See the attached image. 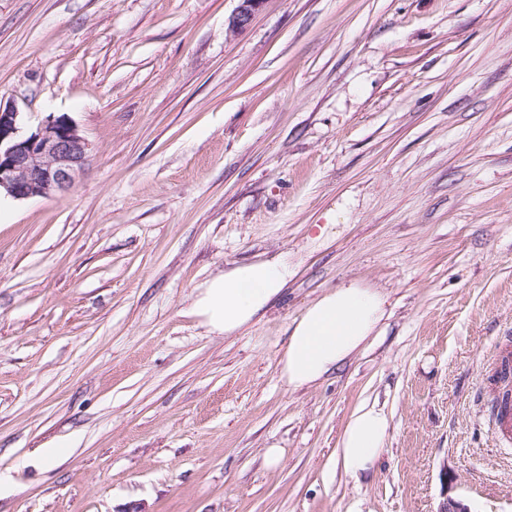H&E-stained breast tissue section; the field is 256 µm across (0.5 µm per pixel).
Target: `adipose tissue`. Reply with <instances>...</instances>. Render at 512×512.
Here are the masks:
<instances>
[{
  "label": "adipose tissue",
  "mask_w": 512,
  "mask_h": 512,
  "mask_svg": "<svg viewBox=\"0 0 512 512\" xmlns=\"http://www.w3.org/2000/svg\"><path fill=\"white\" fill-rule=\"evenodd\" d=\"M285 258L236 265L200 289L191 312L217 334L249 327L288 285ZM386 315L383 296L351 282L310 304L292 332L280 359V378L290 389L317 382L357 352ZM389 429L386 413L359 407L346 424L336 450V465L356 477L381 457Z\"/></svg>",
  "instance_id": "1"
}]
</instances>
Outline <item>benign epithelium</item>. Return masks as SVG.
I'll return each instance as SVG.
<instances>
[{"label":"benign epithelium","instance_id":"benign-epithelium-1","mask_svg":"<svg viewBox=\"0 0 512 512\" xmlns=\"http://www.w3.org/2000/svg\"><path fill=\"white\" fill-rule=\"evenodd\" d=\"M265 2L238 0L229 29L245 28ZM88 161V143L69 117L50 116L28 133L19 112L0 106V192L25 200L68 191Z\"/></svg>","mask_w":512,"mask_h":512}]
</instances>
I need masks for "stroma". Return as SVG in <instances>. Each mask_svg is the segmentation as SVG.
Masks as SVG:
<instances>
[{
  "instance_id": "35a3bbf8",
  "label": "stroma",
  "mask_w": 512,
  "mask_h": 512,
  "mask_svg": "<svg viewBox=\"0 0 512 512\" xmlns=\"http://www.w3.org/2000/svg\"><path fill=\"white\" fill-rule=\"evenodd\" d=\"M237 6L0 0V104L90 152L69 191L0 197V512H512V0H266L233 32ZM278 255L248 329L191 315ZM349 282L377 334L287 389L292 325ZM367 403L389 435L352 477ZM291 274L284 257L236 265L199 288L191 313L213 333H239L283 292ZM389 429L386 413L376 405L359 407L346 424L336 466L352 477L372 470L381 457Z\"/></svg>"
}]
</instances>
